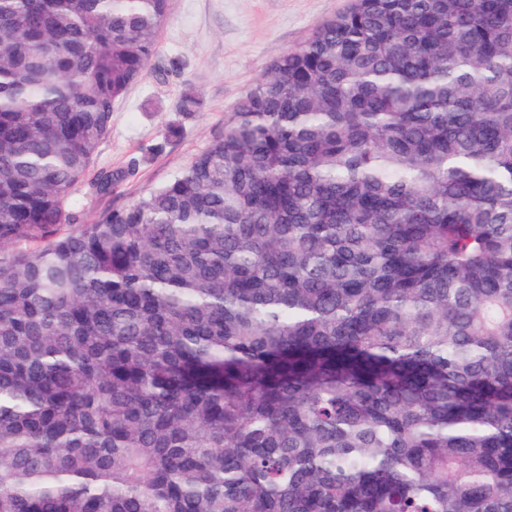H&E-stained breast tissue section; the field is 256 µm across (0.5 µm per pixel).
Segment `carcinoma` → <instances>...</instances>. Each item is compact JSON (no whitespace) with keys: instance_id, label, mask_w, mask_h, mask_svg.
Returning <instances> with one entry per match:
<instances>
[{"instance_id":"carcinoma-1","label":"carcinoma","mask_w":512,"mask_h":512,"mask_svg":"<svg viewBox=\"0 0 512 512\" xmlns=\"http://www.w3.org/2000/svg\"><path fill=\"white\" fill-rule=\"evenodd\" d=\"M167 17L0 0V512H512V0H351L85 224Z\"/></svg>"}]
</instances>
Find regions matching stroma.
Listing matches in <instances>:
<instances>
[{
    "label": "stroma",
    "instance_id": "1",
    "mask_svg": "<svg viewBox=\"0 0 512 512\" xmlns=\"http://www.w3.org/2000/svg\"><path fill=\"white\" fill-rule=\"evenodd\" d=\"M350 0H169L168 19L141 79L119 99L112 129L69 199L83 222L134 203L183 168L224 128V118L273 63ZM196 111L181 109L184 95ZM129 169L111 195L91 180Z\"/></svg>",
    "mask_w": 512,
    "mask_h": 512
}]
</instances>
